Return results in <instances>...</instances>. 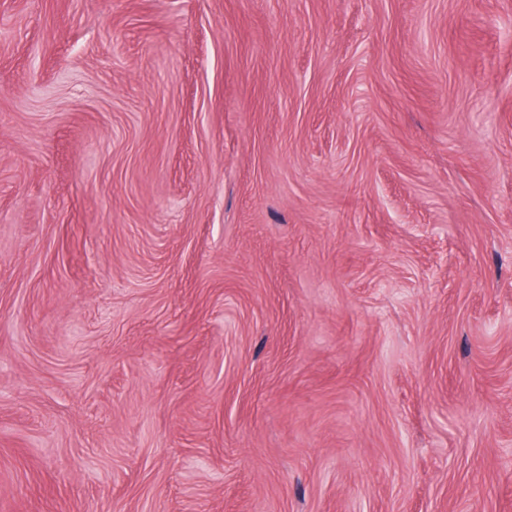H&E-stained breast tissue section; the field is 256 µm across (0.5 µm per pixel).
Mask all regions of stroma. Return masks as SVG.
<instances>
[{
    "instance_id": "obj_1",
    "label": "stroma",
    "mask_w": 512,
    "mask_h": 512,
    "mask_svg": "<svg viewBox=\"0 0 512 512\" xmlns=\"http://www.w3.org/2000/svg\"><path fill=\"white\" fill-rule=\"evenodd\" d=\"M0 512H512V0H0Z\"/></svg>"
}]
</instances>
